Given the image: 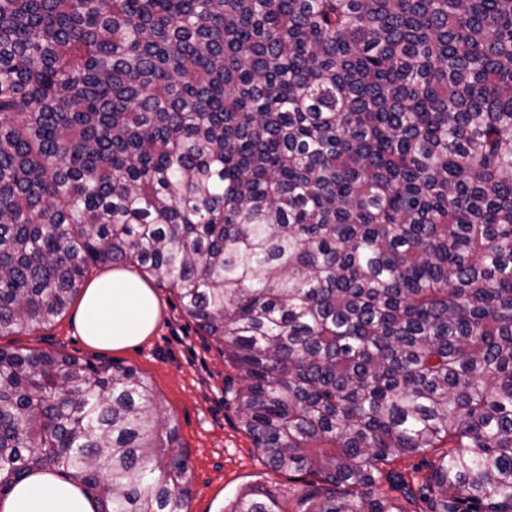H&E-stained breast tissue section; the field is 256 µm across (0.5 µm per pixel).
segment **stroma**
Masks as SVG:
<instances>
[{
	"instance_id": "35a3bbf8",
	"label": "stroma",
	"mask_w": 512,
	"mask_h": 512,
	"mask_svg": "<svg viewBox=\"0 0 512 512\" xmlns=\"http://www.w3.org/2000/svg\"><path fill=\"white\" fill-rule=\"evenodd\" d=\"M161 315L147 341L117 350H96L78 335L70 306L51 325L0 337V347L61 353L80 359L93 355L136 369L151 384L162 410L176 427L177 449L188 458L191 496L187 512H222L225 504L250 486L261 484L280 501L299 495L301 482L267 467L260 450L241 430L224 390L240 379L215 343L199 335L181 315L176 297L159 286Z\"/></svg>"
}]
</instances>
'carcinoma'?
Returning a JSON list of instances; mask_svg holds the SVG:
<instances>
[{
  "mask_svg": "<svg viewBox=\"0 0 512 512\" xmlns=\"http://www.w3.org/2000/svg\"><path fill=\"white\" fill-rule=\"evenodd\" d=\"M113 263L309 478L224 512H512V0H0V336ZM175 442L135 369L0 347V495L185 512ZM83 485L48 472H34L16 484L0 512H95Z\"/></svg>",
  "mask_w": 512,
  "mask_h": 512,
  "instance_id": "carcinoma-1",
  "label": "carcinoma"
}]
</instances>
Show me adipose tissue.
<instances>
[{
	"label": "adipose tissue",
	"mask_w": 512,
	"mask_h": 512,
	"mask_svg": "<svg viewBox=\"0 0 512 512\" xmlns=\"http://www.w3.org/2000/svg\"><path fill=\"white\" fill-rule=\"evenodd\" d=\"M160 306L151 285L124 266L92 279L79 304L78 334L90 346L121 349L145 341L158 327ZM84 486L48 472L16 484L0 512H96Z\"/></svg>",
	"instance_id": "adipose-tissue-1"
}]
</instances>
